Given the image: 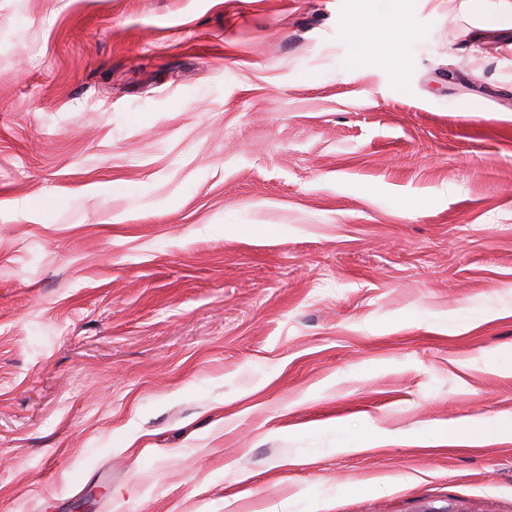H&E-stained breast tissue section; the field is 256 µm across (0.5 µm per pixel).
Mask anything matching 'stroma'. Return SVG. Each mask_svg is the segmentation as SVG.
<instances>
[{
    "mask_svg": "<svg viewBox=\"0 0 512 512\" xmlns=\"http://www.w3.org/2000/svg\"><path fill=\"white\" fill-rule=\"evenodd\" d=\"M461 3L0 0V512H512V441L434 442L512 424V0Z\"/></svg>",
    "mask_w": 512,
    "mask_h": 512,
    "instance_id": "1",
    "label": "stroma"
}]
</instances>
